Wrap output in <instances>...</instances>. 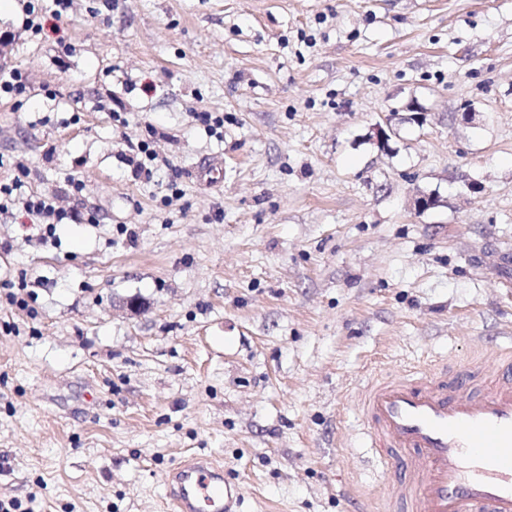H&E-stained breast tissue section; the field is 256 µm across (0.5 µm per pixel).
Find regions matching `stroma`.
I'll return each mask as SVG.
<instances>
[{"mask_svg": "<svg viewBox=\"0 0 512 512\" xmlns=\"http://www.w3.org/2000/svg\"><path fill=\"white\" fill-rule=\"evenodd\" d=\"M22 20L0 17L20 34L0 67L31 87L0 94V183L25 167L26 191L99 221L54 244L0 215V283L30 295L0 303V495L164 512L165 476L210 458L241 512L374 507L361 385L512 334V0H72L38 33ZM142 141L171 163L149 182L126 161Z\"/></svg>", "mask_w": 512, "mask_h": 512, "instance_id": "35a3bbf8", "label": "stroma"}]
</instances>
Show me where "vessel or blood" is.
Here are the masks:
<instances>
[{"instance_id": "b4317fda", "label": "vessel or blood", "mask_w": 512, "mask_h": 512, "mask_svg": "<svg viewBox=\"0 0 512 512\" xmlns=\"http://www.w3.org/2000/svg\"><path fill=\"white\" fill-rule=\"evenodd\" d=\"M357 402L385 473L378 512H512V344L374 379ZM167 485L176 512H239L243 498L200 459Z\"/></svg>"}]
</instances>
